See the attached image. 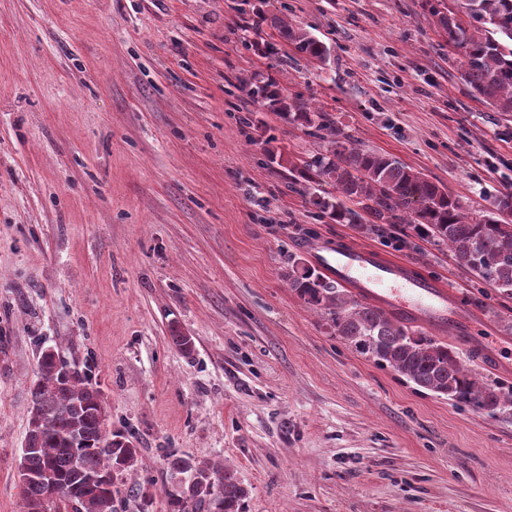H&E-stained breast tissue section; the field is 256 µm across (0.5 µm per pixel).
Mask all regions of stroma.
I'll list each match as a JSON object with an SVG mask.
<instances>
[{
	"mask_svg": "<svg viewBox=\"0 0 512 512\" xmlns=\"http://www.w3.org/2000/svg\"><path fill=\"white\" fill-rule=\"evenodd\" d=\"M0 0V512L40 342L91 356L113 429L163 486V449L235 469L246 512H512V413L417 389L331 335L289 255L349 243L445 283L512 386V295L408 224L330 220L288 167L323 151L242 81L322 105L480 213L512 187V113L460 78L421 0ZM192 336L184 356L172 329ZM283 13H272L270 23L279 28L283 35L294 45L295 50L307 61L325 62L331 55V49L324 42L314 38L310 33L301 28L288 25V19Z\"/></svg>",
	"mask_w": 512,
	"mask_h": 512,
	"instance_id": "obj_1",
	"label": "stroma"
}]
</instances>
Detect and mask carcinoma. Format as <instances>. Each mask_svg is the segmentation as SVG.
Returning <instances> with one entry per match:
<instances>
[{
    "label": "carcinoma",
    "instance_id": "carcinoma-1",
    "mask_svg": "<svg viewBox=\"0 0 512 512\" xmlns=\"http://www.w3.org/2000/svg\"><path fill=\"white\" fill-rule=\"evenodd\" d=\"M448 43L461 55V77L499 112H512V0H460L468 17L424 0ZM270 20L302 58L324 62L325 43L288 25L283 14ZM252 95L267 101L290 122L314 127L328 137L327 153H315L289 169L288 186L301 187L312 205L338 224L370 232L376 224H413L428 240L448 246L455 261L480 282L512 295V189L492 200L479 217L464 213L444 186L388 154L358 148L336 128L330 114L288 99L272 83ZM288 285L320 312L332 334L417 387L458 405L491 414L512 408V390L478 378L457 347L427 337L380 307L358 300L348 289L288 256ZM100 383L90 358L69 359L57 347L38 351V376L29 390L27 429L19 462L20 512H121L119 485L137 471L142 449L125 432L112 431ZM174 480L165 490V512H243L249 491L230 469L198 462L163 449ZM65 489L57 501L48 486ZM129 501L136 512H154V495L133 483Z\"/></svg>",
    "mask_w": 512,
    "mask_h": 512
}]
</instances>
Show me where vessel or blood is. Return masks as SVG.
Masks as SVG:
<instances>
[{"instance_id":"b4317fda","label":"vessel or blood","mask_w":512,"mask_h":512,"mask_svg":"<svg viewBox=\"0 0 512 512\" xmlns=\"http://www.w3.org/2000/svg\"><path fill=\"white\" fill-rule=\"evenodd\" d=\"M312 256L324 273L359 297L410 324L451 332L459 345L472 347L470 320L454 291L415 277L408 263L385 260L372 249L350 244L316 249Z\"/></svg>"}]
</instances>
